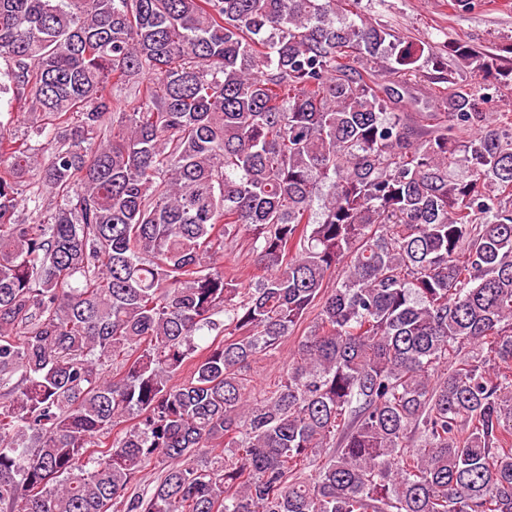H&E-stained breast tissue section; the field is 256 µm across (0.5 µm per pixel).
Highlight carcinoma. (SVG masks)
<instances>
[{
	"label": "carcinoma",
	"instance_id": "1",
	"mask_svg": "<svg viewBox=\"0 0 512 512\" xmlns=\"http://www.w3.org/2000/svg\"><path fill=\"white\" fill-rule=\"evenodd\" d=\"M342 2L0 0V512H512V60ZM10 95L5 96L0 101V113L2 112V120L6 121L8 118L7 112H12V116H14V131L16 133V138L18 142L25 141L29 136V128H27L26 124V110L20 107L18 102H13L12 105L8 103V98ZM237 239H238V241H237V243L234 244V245H236V247L234 248L233 253L231 255H228L225 259V262H224L225 271H231L232 268L235 266V263H236L235 261L239 262V267L243 266V265L244 266L248 265V269L245 271V275L243 277V282H244L245 288H249V287L253 288L254 286H252V284L254 283V281H251L249 279V277L247 276V273L250 272V273H252V275L259 276V275H261V272L255 270L254 267L251 266L252 264H249L251 262H249L250 255L249 256L247 255L248 236L242 232L238 235ZM318 307L312 308L307 314L306 319L293 336H289L282 344L280 351L272 357L261 360L254 365V390L258 394L264 391L268 385H272L278 380L282 369L288 364L290 354L295 349L298 339L308 330V326L312 325L318 314Z\"/></svg>",
	"mask_w": 512,
	"mask_h": 512
}]
</instances>
